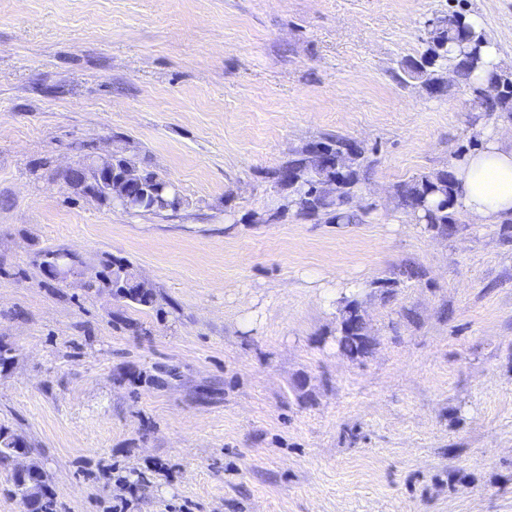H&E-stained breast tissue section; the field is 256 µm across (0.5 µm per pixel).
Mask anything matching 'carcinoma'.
I'll return each mask as SVG.
<instances>
[{"instance_id":"obj_1","label":"carcinoma","mask_w":512,"mask_h":512,"mask_svg":"<svg viewBox=\"0 0 512 512\" xmlns=\"http://www.w3.org/2000/svg\"><path fill=\"white\" fill-rule=\"evenodd\" d=\"M423 43L425 48L420 58L429 64L449 61L453 64L455 74L464 81L468 88L474 89L475 74L485 67L484 48L488 39L481 27H475L460 14L433 17L426 22ZM512 101V78L504 83L502 94L494 98L481 100L485 112H505ZM324 150L325 158L317 157L309 150H298L285 162V166L296 168L304 173L303 180L295 187L278 179V170L269 172L275 185L292 197L297 211L309 218L327 215L331 220L344 219L351 223L358 215L349 210L343 216L345 202L356 193L359 184L357 170L352 168L341 174L339 188L334 199L320 196L318 183L336 170L328 163L336 162V156H348L361 159L363 152L351 139L336 135L329 136L314 144ZM113 180L122 183L126 197L141 214L162 215L177 212L183 198L179 193L166 190L170 180L154 171L141 169L132 161L115 157L112 159ZM457 192L453 177L447 172L443 176L420 175L412 183L398 189L400 204L403 208L417 215L421 223L430 230L448 235L454 229V217L448 212V199ZM102 278L86 285L88 290L107 289L127 302L150 307L156 302L153 290L138 277L133 275L132 266L122 260L106 256L101 260ZM357 305L348 302L344 306L340 335L337 343L342 353L352 359L366 356L370 352V336L366 333L363 318L356 313ZM29 450L25 437L8 426L0 425V458ZM46 473L36 464H32L22 473H15L14 483L18 490L26 492L23 502H32L37 512H56V502L48 491Z\"/></svg>"}]
</instances>
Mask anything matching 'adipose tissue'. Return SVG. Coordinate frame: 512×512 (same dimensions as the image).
<instances>
[{
  "mask_svg": "<svg viewBox=\"0 0 512 512\" xmlns=\"http://www.w3.org/2000/svg\"><path fill=\"white\" fill-rule=\"evenodd\" d=\"M483 146L453 164L461 204L478 224H494L512 214V141L500 129L483 131Z\"/></svg>",
  "mask_w": 512,
  "mask_h": 512,
  "instance_id": "adipose-tissue-1",
  "label": "adipose tissue"
}]
</instances>
